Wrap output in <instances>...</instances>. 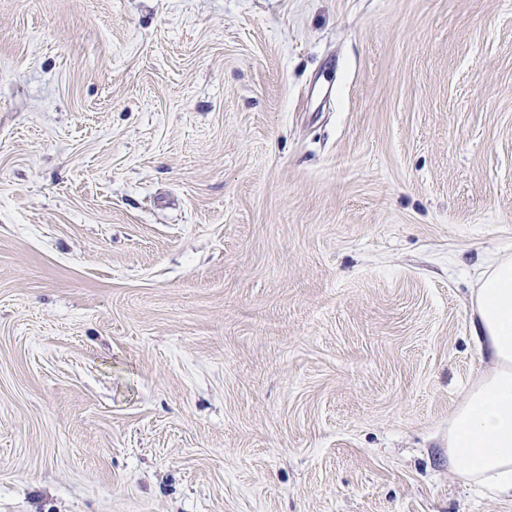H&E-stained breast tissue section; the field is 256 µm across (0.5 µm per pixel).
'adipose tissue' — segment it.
Instances as JSON below:
<instances>
[{"mask_svg": "<svg viewBox=\"0 0 512 512\" xmlns=\"http://www.w3.org/2000/svg\"><path fill=\"white\" fill-rule=\"evenodd\" d=\"M485 367L452 412L448 466L470 483L512 497V258L491 261L470 302Z\"/></svg>", "mask_w": 512, "mask_h": 512, "instance_id": "ef3b65f1", "label": "adipose tissue"}]
</instances>
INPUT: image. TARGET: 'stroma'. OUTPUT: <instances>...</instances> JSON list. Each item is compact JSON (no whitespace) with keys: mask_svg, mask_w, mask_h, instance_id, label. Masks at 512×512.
Instances as JSON below:
<instances>
[{"mask_svg":"<svg viewBox=\"0 0 512 512\" xmlns=\"http://www.w3.org/2000/svg\"><path fill=\"white\" fill-rule=\"evenodd\" d=\"M504 254L512 0H0V512H512ZM470 323L485 363L478 383L452 412L448 466L470 483L512 497V258L491 261L470 302Z\"/></svg>","mask_w":512,"mask_h":512,"instance_id":"obj_1","label":"stroma"}]
</instances>
